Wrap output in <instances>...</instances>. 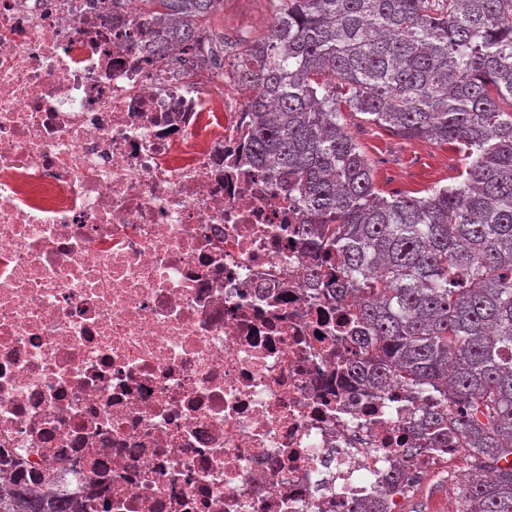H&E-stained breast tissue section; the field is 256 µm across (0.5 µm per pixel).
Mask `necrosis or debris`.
I'll use <instances>...</instances> for the list:
<instances>
[{"label": "necrosis or debris", "instance_id": "1", "mask_svg": "<svg viewBox=\"0 0 512 512\" xmlns=\"http://www.w3.org/2000/svg\"><path fill=\"white\" fill-rule=\"evenodd\" d=\"M141 0H0V497L84 512H352L454 492L420 402L338 369L364 327L296 196L245 163L249 89L153 52ZM407 477L405 470H396L393 481H391V486L388 487L386 493L379 496L373 502L364 505L360 511L357 512H388L389 500L390 497L396 492L405 478Z\"/></svg>", "mask_w": 512, "mask_h": 512}]
</instances>
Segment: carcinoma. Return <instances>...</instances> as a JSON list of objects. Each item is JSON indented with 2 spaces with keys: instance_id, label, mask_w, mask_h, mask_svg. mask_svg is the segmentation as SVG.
<instances>
[{
  "instance_id": "1",
  "label": "carcinoma",
  "mask_w": 512,
  "mask_h": 512,
  "mask_svg": "<svg viewBox=\"0 0 512 512\" xmlns=\"http://www.w3.org/2000/svg\"><path fill=\"white\" fill-rule=\"evenodd\" d=\"M238 54L253 90L249 163L301 191L313 277L357 302L370 342L351 379L414 390L426 443L474 461L471 512H512V0H270ZM220 0H143L148 37L190 55ZM406 138L457 142V184L385 196L346 113ZM437 393V399L428 398ZM406 472L360 512H388ZM0 512H77L21 490Z\"/></svg>"
}]
</instances>
